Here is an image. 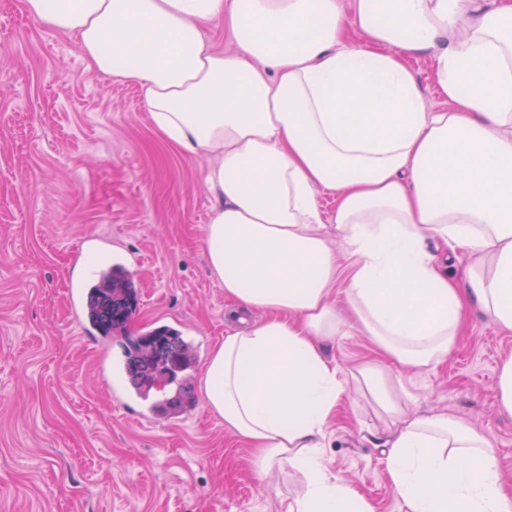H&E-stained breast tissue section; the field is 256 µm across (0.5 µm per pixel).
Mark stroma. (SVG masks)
Instances as JSON below:
<instances>
[{
  "instance_id": "35a3bbf8",
  "label": "stroma",
  "mask_w": 512,
  "mask_h": 512,
  "mask_svg": "<svg viewBox=\"0 0 512 512\" xmlns=\"http://www.w3.org/2000/svg\"><path fill=\"white\" fill-rule=\"evenodd\" d=\"M209 162L155 132L139 85L91 68L23 0H0V512H283L298 492L290 470L260 479L208 408L200 372L183 417L131 416L112 370L119 346L77 299L98 262L128 266L133 329L172 327L206 364L236 322L203 251L218 203ZM466 322L447 360L398 372L400 417L353 391L326 428L332 471L374 512H407L384 442L418 412L489 433L512 491V416L495 398L512 333L474 307ZM328 354L346 370L379 358L349 329Z\"/></svg>"
}]
</instances>
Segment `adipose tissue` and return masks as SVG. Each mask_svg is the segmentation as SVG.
Listing matches in <instances>:
<instances>
[{
  "label": "adipose tissue",
  "instance_id": "1",
  "mask_svg": "<svg viewBox=\"0 0 512 512\" xmlns=\"http://www.w3.org/2000/svg\"><path fill=\"white\" fill-rule=\"evenodd\" d=\"M24 7L76 37L91 67L140 85L165 141L210 158L207 265L243 318L205 366L209 409L259 476L298 474L286 512H372L322 454L352 384L394 413L396 370L447 359L468 306L512 333V0ZM215 19L234 50L206 38ZM424 53L448 98L439 110L405 65ZM322 191L336 196L327 217ZM452 251L468 257L456 272ZM341 276L346 320L330 301ZM346 326L382 361L346 371L329 358ZM384 446L409 512H512L492 438L464 421L417 413Z\"/></svg>",
  "mask_w": 512,
  "mask_h": 512
}]
</instances>
